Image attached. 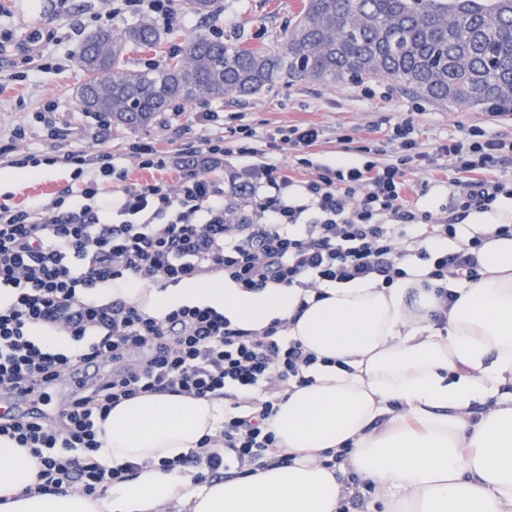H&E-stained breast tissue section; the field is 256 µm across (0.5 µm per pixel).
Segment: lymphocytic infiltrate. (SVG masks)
Segmentation results:
<instances>
[{
    "mask_svg": "<svg viewBox=\"0 0 512 512\" xmlns=\"http://www.w3.org/2000/svg\"><path fill=\"white\" fill-rule=\"evenodd\" d=\"M171 0H106L95 21L134 14L169 25ZM222 131L186 142L174 153L137 137L122 153L107 141L95 151L70 150L59 158L20 154L27 136L15 128L0 146V159L23 169L43 164L67 166L74 187L46 204L12 208L0 204V396L40 384L41 402L62 386L80 364H111L112 375L81 389L56 414L22 415L0 424V439L29 449L40 462L36 490L71 489L90 497L132 477L137 467H104L95 458L104 441L95 426L113 407L144 394H176L225 400L224 423L197 450L164 459L165 472L191 475L198 484L234 471L242 476L255 464H293L278 450L268 426L293 386L306 387L318 357L285 336L273 321L260 332L233 325L210 306L183 304L158 318L124 298L87 299L94 288L114 280L151 282L160 287L219 277L253 291L268 286L308 291L373 278L392 286L404 278V260L427 265L425 287L448 281L473 283L481 277L478 254L490 237H512L511 224L493 233L465 236L459 222L470 212L492 210L512 197V137L489 127H472L425 149L413 121L390 126L385 144L374 145L361 165L315 167L311 149L324 138L312 125L258 133L247 123L225 121L221 112H201ZM292 149L297 167L314 169L297 194L277 156ZM244 159L225 177L214 172L226 158ZM443 166L454 172L443 223L410 202L408 166ZM174 168L178 185L163 179L133 182L130 167ZM112 183L104 193L98 179ZM455 240L445 250L443 240ZM69 337L59 349L40 334Z\"/></svg>",
    "mask_w": 512,
    "mask_h": 512,
    "instance_id": "f902f5d3",
    "label": "lymphocytic infiltrate"
}]
</instances>
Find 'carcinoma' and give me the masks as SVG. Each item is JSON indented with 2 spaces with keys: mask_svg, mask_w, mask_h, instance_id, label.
I'll use <instances>...</instances> for the list:
<instances>
[{
  "mask_svg": "<svg viewBox=\"0 0 512 512\" xmlns=\"http://www.w3.org/2000/svg\"><path fill=\"white\" fill-rule=\"evenodd\" d=\"M178 2L212 16L218 0ZM162 40L151 21L85 38L76 53L82 109L138 128L175 103L245 97L290 78L327 85L385 79L434 101L512 103V0H302L274 43L197 35L144 70L125 67L129 50L150 51Z\"/></svg>",
  "mask_w": 512,
  "mask_h": 512,
  "instance_id": "1",
  "label": "carcinoma"
}]
</instances>
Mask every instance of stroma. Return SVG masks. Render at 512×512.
<instances>
[{
	"instance_id": "obj_1",
	"label": "stroma",
	"mask_w": 512,
	"mask_h": 512,
	"mask_svg": "<svg viewBox=\"0 0 512 512\" xmlns=\"http://www.w3.org/2000/svg\"><path fill=\"white\" fill-rule=\"evenodd\" d=\"M299 4L300 0H219L217 13L207 20L179 10L175 22L166 30L161 49L170 52L198 34L250 45L272 43L284 35ZM0 8L6 12L0 26L9 28L14 40H21L34 29H57L58 41L46 44L44 54L60 61L93 31L88 23L87 0H72V13L66 21L51 17V0H0ZM83 78V72L73 65L59 75L39 72L29 82L9 86L0 94V140L8 141L12 130L23 126L27 139L20 143V150L43 155L57 156L75 149L91 151L104 136L116 153L137 136L149 138L159 150L170 152L177 147L174 125L187 127L195 139L214 132L212 126L202 124L197 106L178 104L147 127L134 130L115 125L110 134H103L93 113L83 111L75 97ZM49 102L54 104V117L64 130L63 136L55 140L47 139L41 125L33 120L34 112ZM214 108L228 114L239 113L244 122L261 133L294 125L320 127L327 137L317 150L328 163L363 162L362 146L379 142L391 123L404 118L413 120L420 141L428 147L459 136L469 126L489 123L484 106L423 100L386 80L367 85L349 81L333 85L281 82L255 96L224 98L215 102ZM341 134L349 135L350 143L339 144L337 137ZM8 170V165L0 162V200L15 207L50 202L59 190L72 183L69 168L60 164L43 166L40 177L27 181L6 179ZM406 178L418 191L416 202L420 209L435 214L447 202L449 172L411 169Z\"/></svg>"
}]
</instances>
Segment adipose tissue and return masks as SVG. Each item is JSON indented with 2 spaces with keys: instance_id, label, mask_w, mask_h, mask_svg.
I'll list each match as a JSON object with an SVG mask.
<instances>
[{
  "instance_id": "obj_1",
  "label": "adipose tissue",
  "mask_w": 512,
  "mask_h": 512,
  "mask_svg": "<svg viewBox=\"0 0 512 512\" xmlns=\"http://www.w3.org/2000/svg\"><path fill=\"white\" fill-rule=\"evenodd\" d=\"M480 262L477 282H449L451 304L424 288L417 266L389 288L357 279L319 294L113 283L112 294L158 317L200 303L248 330L286 321L287 336L321 359L313 384L289 392L270 420L295 461L201 485L162 472L160 460L217 433L224 402L143 395L112 409L97 453L105 466L139 464L138 474L95 500L32 494L38 459L0 440V512H336L342 485L322 455L345 447L391 512H512V238L490 240ZM490 397L495 406L477 412Z\"/></svg>"
}]
</instances>
